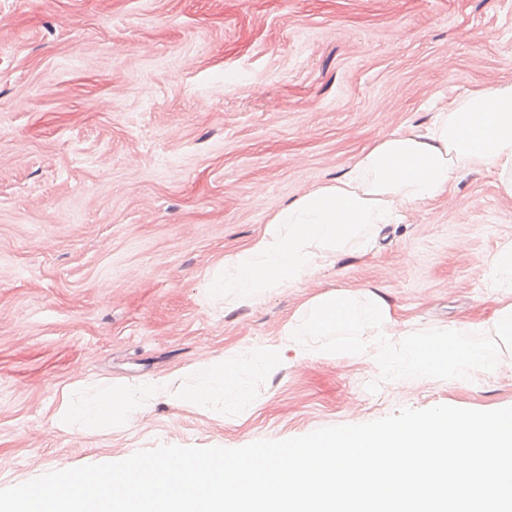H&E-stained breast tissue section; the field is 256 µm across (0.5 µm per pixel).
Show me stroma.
Listing matches in <instances>:
<instances>
[{
	"instance_id": "stroma-1",
	"label": "stroma",
	"mask_w": 512,
	"mask_h": 512,
	"mask_svg": "<svg viewBox=\"0 0 512 512\" xmlns=\"http://www.w3.org/2000/svg\"><path fill=\"white\" fill-rule=\"evenodd\" d=\"M512 84V0H0V489L160 445L238 448L401 408L512 407V348L490 370L399 380L406 338L286 337L314 297L371 287L434 344L499 303L474 266L512 240L496 169L410 207L367 251L249 306L205 283L270 205L333 181L386 133ZM277 343L242 369L247 404L70 434L85 382L184 386L205 359ZM314 350L297 362L300 348Z\"/></svg>"
}]
</instances>
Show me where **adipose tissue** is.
Here are the masks:
<instances>
[{
  "label": "adipose tissue",
  "mask_w": 512,
  "mask_h": 512,
  "mask_svg": "<svg viewBox=\"0 0 512 512\" xmlns=\"http://www.w3.org/2000/svg\"><path fill=\"white\" fill-rule=\"evenodd\" d=\"M495 168L501 191L512 197V86L494 93L471 91L454 107L434 112L416 131H395L360 152L343 174L285 205L274 206L266 230L243 251L224 262L206 285L225 305H249L283 288L304 287L319 270L336 265L350 245L370 248L383 227L402 221L407 207L436 199L460 175L474 168ZM476 277L499 296L493 328L512 341V241L475 268ZM365 324L379 335L399 334L387 302L373 289L336 290L313 298L308 319L289 325L291 336H321ZM496 352L457 336L430 356L426 344L409 345L401 377L422 379L450 369L463 373L497 364ZM279 346L265 345L242 358L209 359L193 365L189 385L172 389L165 377H151L129 389L101 388L84 397L63 392L53 416L56 428L79 433L129 424L149 399L176 407L207 410L217 399L245 401L238 385L240 366L259 373L279 369Z\"/></svg>",
  "instance_id": "obj_1"
}]
</instances>
